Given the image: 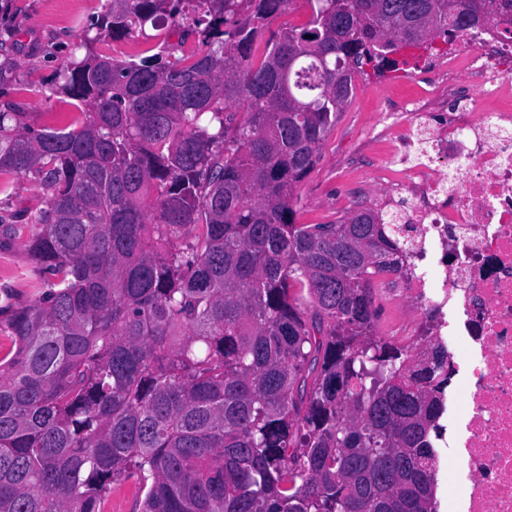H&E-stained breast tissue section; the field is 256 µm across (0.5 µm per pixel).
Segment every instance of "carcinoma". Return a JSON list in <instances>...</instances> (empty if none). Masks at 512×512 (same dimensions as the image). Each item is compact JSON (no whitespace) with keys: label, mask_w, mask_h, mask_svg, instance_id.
<instances>
[{"label":"carcinoma","mask_w":512,"mask_h":512,"mask_svg":"<svg viewBox=\"0 0 512 512\" xmlns=\"http://www.w3.org/2000/svg\"><path fill=\"white\" fill-rule=\"evenodd\" d=\"M288 2L109 0L53 78L74 120L0 110V175L46 190L41 295L0 307V512H103L132 474L136 512H437L448 351L379 335L372 288L414 226L297 224L294 193L356 73L512 0H305L255 64ZM148 26L153 55L93 51ZM16 44L1 28L0 86ZM288 8L281 14L272 18L266 28L265 34L256 43V55L263 53L265 43L273 32L288 26H297L306 22L308 11L304 0H291Z\"/></svg>","instance_id":"cac0c4a2"}]
</instances>
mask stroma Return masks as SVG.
Wrapping results in <instances>:
<instances>
[{
  "label": "stroma",
  "instance_id": "35a3bbf8",
  "mask_svg": "<svg viewBox=\"0 0 512 512\" xmlns=\"http://www.w3.org/2000/svg\"><path fill=\"white\" fill-rule=\"evenodd\" d=\"M104 6L105 0H16L0 23L18 33L12 53L18 82L0 87V107L22 112L25 126L35 131L67 125L77 102L50 94L47 85ZM457 78V72L439 65L436 53L421 50L403 70L356 76L351 102L339 113L317 163L296 189V223L333 224L359 204L395 212L405 190L383 181L382 163L399 131L387 128L382 116L411 98L423 101L429 126L439 125L449 113L467 108L451 90ZM6 182L0 191V222L8 224L14 213L42 208L45 190L37 175H10ZM29 236V226L23 225L0 245V306L27 303L40 294L41 273L25 247Z\"/></svg>",
  "mask_w": 512,
  "mask_h": 512
}]
</instances>
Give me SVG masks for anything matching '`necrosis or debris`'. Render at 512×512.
<instances>
[{
    "mask_svg": "<svg viewBox=\"0 0 512 512\" xmlns=\"http://www.w3.org/2000/svg\"><path fill=\"white\" fill-rule=\"evenodd\" d=\"M461 39L455 93L480 91L484 111L451 113L425 149L403 134L388 162L417 228L395 293L415 315L395 336L444 344L464 397L444 405L459 462L448 512H512V42L493 21Z\"/></svg>",
    "mask_w": 512,
    "mask_h": 512,
    "instance_id": "necrosis-or-debris-1",
    "label": "necrosis or debris"
}]
</instances>
